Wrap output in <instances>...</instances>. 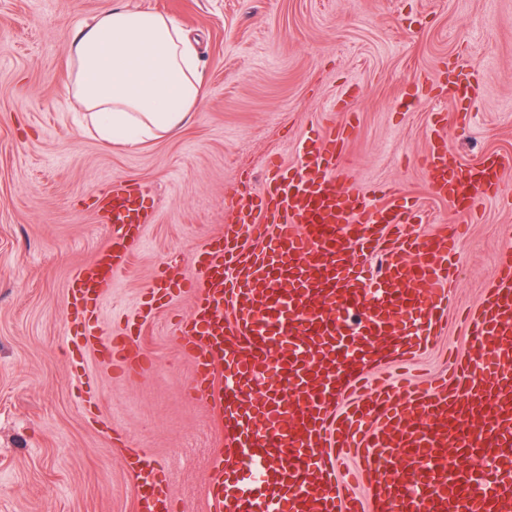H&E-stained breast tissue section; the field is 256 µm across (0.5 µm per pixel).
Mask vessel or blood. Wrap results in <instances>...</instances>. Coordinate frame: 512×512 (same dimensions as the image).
<instances>
[{"label": "vessel or blood", "instance_id": "b4317fda", "mask_svg": "<svg viewBox=\"0 0 512 512\" xmlns=\"http://www.w3.org/2000/svg\"><path fill=\"white\" fill-rule=\"evenodd\" d=\"M343 142L335 129L317 132L305 161L279 169L199 255L197 296L180 331L195 364L192 389L216 411L224 448L226 466L207 485L210 512H512V248L466 326L474 343L452 377L356 395L371 347L396 358L414 354L442 324L452 247L445 237H407L385 250L377 273L355 262L354 253H375L407 209L376 206L345 186ZM425 166L434 194L471 215L481 198L498 193L512 158L491 155L452 178L438 138ZM142 196L140 186L119 184L101 202L109 242L69 289V314L82 326L77 350L94 344L95 304L132 261L137 231L150 221ZM246 236L260 248L244 251ZM174 290L156 276L150 308L167 307ZM353 310L359 322L351 331L343 322ZM139 336L134 329L114 338L107 362L145 368L146 359H128ZM276 344L285 352L251 397ZM221 364L234 393L217 382ZM348 390L353 398L336 406ZM327 448L352 450L355 467L327 466ZM452 449L495 466L477 477L453 474ZM135 465L136 512H173L165 472L140 457Z\"/></svg>", "mask_w": 512, "mask_h": 512}]
</instances>
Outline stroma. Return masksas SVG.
I'll return each mask as SVG.
<instances>
[{
  "mask_svg": "<svg viewBox=\"0 0 512 512\" xmlns=\"http://www.w3.org/2000/svg\"><path fill=\"white\" fill-rule=\"evenodd\" d=\"M116 5L179 19L205 77L188 123L129 150L81 128L67 93L72 38ZM449 65L476 88L460 105L441 90ZM352 86L349 111H335ZM332 125L349 132L351 184L378 204L388 188L395 204H422L404 235L454 240L447 320L408 363L428 385L468 350L461 316L512 245V171L467 218L432 196L423 160L439 137L452 167L512 155V0H0V512H134L136 452L164 470L175 507L208 512L217 423L189 396L194 364L178 340L194 292L145 319L146 374L100 352L139 316L157 273L194 279L244 192L300 165ZM119 182L143 187L151 221L103 290L96 348L75 362L69 288L110 237L98 200Z\"/></svg>",
  "mask_w": 512,
  "mask_h": 512,
  "instance_id": "stroma-1",
  "label": "stroma"
}]
</instances>
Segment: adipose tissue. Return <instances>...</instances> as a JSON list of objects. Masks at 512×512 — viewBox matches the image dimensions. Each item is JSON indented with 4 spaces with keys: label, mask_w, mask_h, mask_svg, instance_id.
I'll return each mask as SVG.
<instances>
[{
    "label": "adipose tissue",
    "mask_w": 512,
    "mask_h": 512,
    "mask_svg": "<svg viewBox=\"0 0 512 512\" xmlns=\"http://www.w3.org/2000/svg\"><path fill=\"white\" fill-rule=\"evenodd\" d=\"M82 125L135 147L183 126L202 97L203 72L173 17L113 7L84 23L69 50Z\"/></svg>",
    "instance_id": "obj_1"
}]
</instances>
